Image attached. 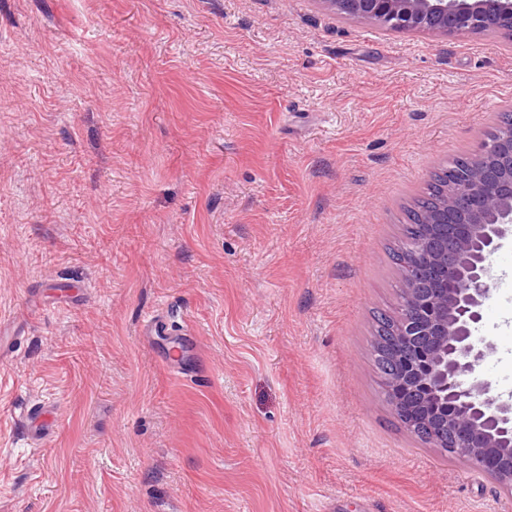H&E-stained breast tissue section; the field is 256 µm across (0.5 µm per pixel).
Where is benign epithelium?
<instances>
[{"mask_svg": "<svg viewBox=\"0 0 512 512\" xmlns=\"http://www.w3.org/2000/svg\"><path fill=\"white\" fill-rule=\"evenodd\" d=\"M341 18L384 31L448 37L498 32L512 39V0H318ZM395 336L404 347L388 404L408 430L425 426L427 445L466 462L512 493V399L475 376L491 345L475 335L489 296L490 262L512 235V131L473 154L470 172L426 215Z\"/></svg>", "mask_w": 512, "mask_h": 512, "instance_id": "7a95c632", "label": "benign epithelium"}]
</instances>
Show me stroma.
<instances>
[{
    "instance_id": "1",
    "label": "stroma",
    "mask_w": 512,
    "mask_h": 512,
    "mask_svg": "<svg viewBox=\"0 0 512 512\" xmlns=\"http://www.w3.org/2000/svg\"><path fill=\"white\" fill-rule=\"evenodd\" d=\"M510 110L499 33L0 0V512H512L404 429L370 346L404 206ZM492 263L476 375L506 393L512 240Z\"/></svg>"
}]
</instances>
